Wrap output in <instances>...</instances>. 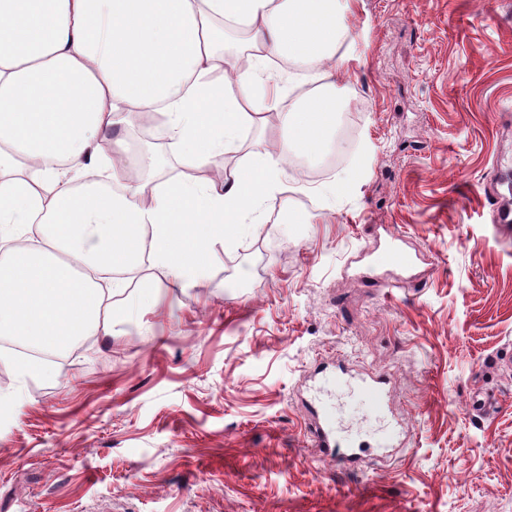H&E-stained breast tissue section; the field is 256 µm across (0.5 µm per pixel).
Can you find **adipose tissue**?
Wrapping results in <instances>:
<instances>
[{"mask_svg":"<svg viewBox=\"0 0 512 512\" xmlns=\"http://www.w3.org/2000/svg\"><path fill=\"white\" fill-rule=\"evenodd\" d=\"M341 0H0V335L62 351L108 337L112 299L143 258L196 287L211 249L275 208L288 155L326 149L336 124ZM243 30L234 92L210 78ZM314 65L318 92L281 109L257 94L268 64ZM279 114V152L222 182L156 178L164 154L204 168L241 127ZM163 119L150 176L118 159L133 116Z\"/></svg>","mask_w":512,"mask_h":512,"instance_id":"adipose-tissue-1","label":"adipose tissue"}]
</instances>
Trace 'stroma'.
Here are the masks:
<instances>
[{
    "label": "stroma",
    "mask_w": 512,
    "mask_h": 512,
    "mask_svg": "<svg viewBox=\"0 0 512 512\" xmlns=\"http://www.w3.org/2000/svg\"><path fill=\"white\" fill-rule=\"evenodd\" d=\"M342 25L340 166L308 192L326 157L301 156L297 194L216 244L201 287L152 270L49 375L0 362V512H512V238L488 194L512 183V0H350ZM337 359L390 379L385 462L308 443L302 377Z\"/></svg>",
    "instance_id": "35a3bbf8"
}]
</instances>
